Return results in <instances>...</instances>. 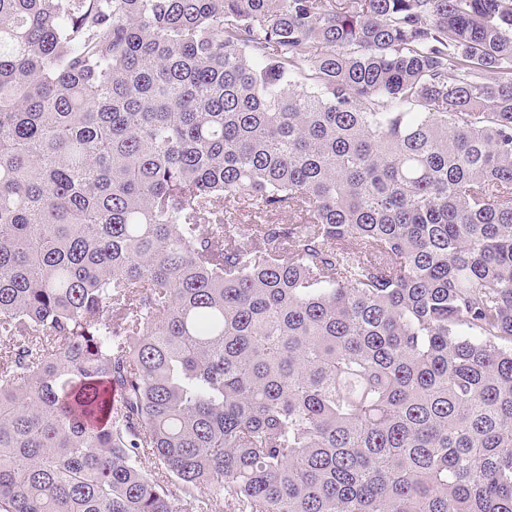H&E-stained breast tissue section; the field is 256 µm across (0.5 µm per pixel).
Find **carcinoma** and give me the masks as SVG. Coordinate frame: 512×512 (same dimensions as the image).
<instances>
[{
  "mask_svg": "<svg viewBox=\"0 0 512 512\" xmlns=\"http://www.w3.org/2000/svg\"><path fill=\"white\" fill-rule=\"evenodd\" d=\"M180 503L512 512V0H0V512Z\"/></svg>",
  "mask_w": 512,
  "mask_h": 512,
  "instance_id": "cac0c4a2",
  "label": "carcinoma"
}]
</instances>
